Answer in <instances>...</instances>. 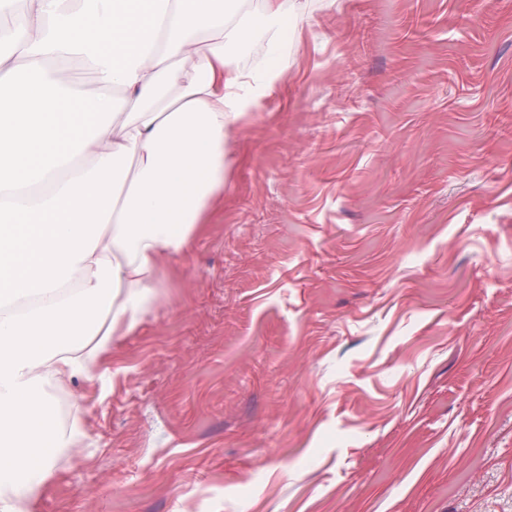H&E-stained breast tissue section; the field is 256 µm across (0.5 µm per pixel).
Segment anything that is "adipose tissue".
<instances>
[{
	"mask_svg": "<svg viewBox=\"0 0 512 512\" xmlns=\"http://www.w3.org/2000/svg\"><path fill=\"white\" fill-rule=\"evenodd\" d=\"M0 0V512H30L57 455L53 389L98 379L224 191L225 147L281 80L285 11L242 0ZM267 34L262 68L242 47ZM97 89L70 94L66 62ZM22 80H12L15 71Z\"/></svg>",
	"mask_w": 512,
	"mask_h": 512,
	"instance_id": "ef3b65f1",
	"label": "adipose tissue"
}]
</instances>
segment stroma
<instances>
[{
    "label": "stroma",
    "instance_id": "obj_1",
    "mask_svg": "<svg viewBox=\"0 0 512 512\" xmlns=\"http://www.w3.org/2000/svg\"><path fill=\"white\" fill-rule=\"evenodd\" d=\"M286 3L32 512H512V0Z\"/></svg>",
    "mask_w": 512,
    "mask_h": 512
}]
</instances>
